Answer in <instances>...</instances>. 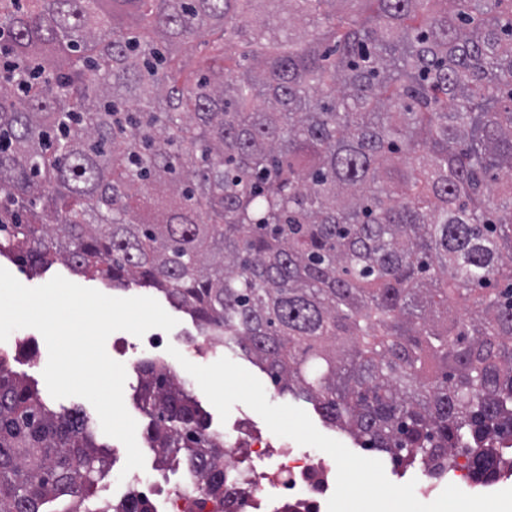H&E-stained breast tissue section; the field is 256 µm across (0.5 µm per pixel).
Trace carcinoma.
I'll list each match as a JSON object with an SVG mask.
<instances>
[{"mask_svg": "<svg viewBox=\"0 0 512 512\" xmlns=\"http://www.w3.org/2000/svg\"><path fill=\"white\" fill-rule=\"evenodd\" d=\"M0 27V253L157 289L398 466L512 464V0H0ZM138 373L159 462L238 512L224 438ZM106 466L0 356V512H151L87 507ZM207 41V45H200L197 41L184 45L172 56V68L184 75H193L204 65L206 58L214 53V49L222 45L223 36L216 31L207 37Z\"/></svg>", "mask_w": 512, "mask_h": 512, "instance_id": "cac0c4a2", "label": "carcinoma"}]
</instances>
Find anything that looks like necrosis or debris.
Segmentation results:
<instances>
[{"mask_svg":"<svg viewBox=\"0 0 512 512\" xmlns=\"http://www.w3.org/2000/svg\"><path fill=\"white\" fill-rule=\"evenodd\" d=\"M227 471L236 473L243 487V512H325L335 489L336 468L322 453L289 449L271 453L261 440H235L225 461ZM201 486L192 476L175 483L144 479L140 470L128 472L122 484L103 491V498L121 500L138 496L147 500L153 512H187L190 500L200 497Z\"/></svg>","mask_w":512,"mask_h":512,"instance_id":"necrosis-or-debris-1","label":"necrosis or debris"}]
</instances>
